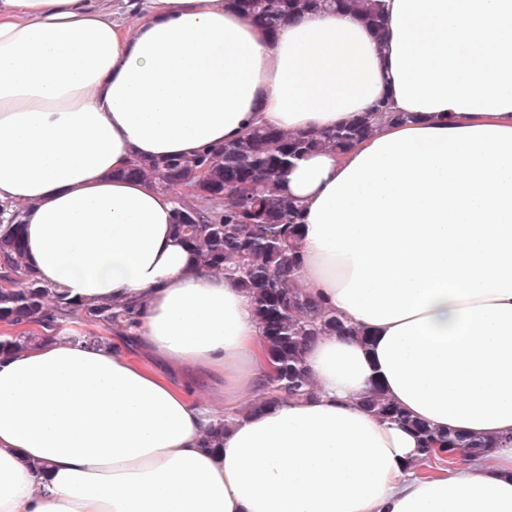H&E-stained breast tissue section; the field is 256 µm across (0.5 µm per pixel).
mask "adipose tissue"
I'll list each match as a JSON object with an SVG mask.
<instances>
[{"label":"adipose tissue","mask_w":512,"mask_h":512,"mask_svg":"<svg viewBox=\"0 0 512 512\" xmlns=\"http://www.w3.org/2000/svg\"><path fill=\"white\" fill-rule=\"evenodd\" d=\"M124 3L0 0V204L43 284L139 308L0 357V512H512V447L426 466L358 405L378 382L430 426L512 437V0H386L379 36L336 10L272 35L233 0ZM383 99L408 121L278 183L302 286L369 336L318 337L315 396L279 395L249 296L123 171Z\"/></svg>","instance_id":"adipose-tissue-1"}]
</instances>
